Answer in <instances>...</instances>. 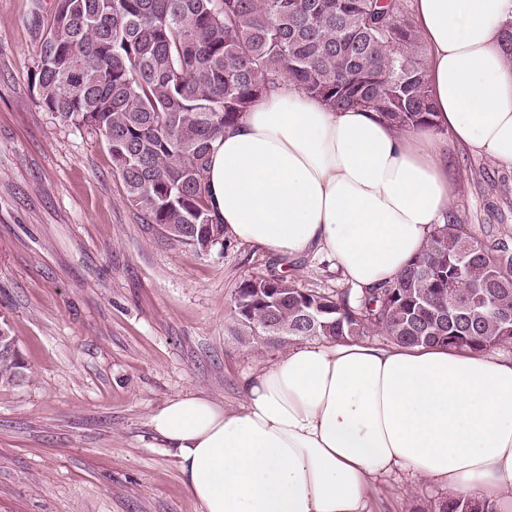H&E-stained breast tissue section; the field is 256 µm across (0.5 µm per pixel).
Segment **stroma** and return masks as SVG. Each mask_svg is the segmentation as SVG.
<instances>
[{
	"instance_id": "1",
	"label": "stroma",
	"mask_w": 512,
	"mask_h": 512,
	"mask_svg": "<svg viewBox=\"0 0 512 512\" xmlns=\"http://www.w3.org/2000/svg\"><path fill=\"white\" fill-rule=\"evenodd\" d=\"M54 0H0V322L29 382L0 385V512H201L151 416L181 394L238 409L243 378L282 353L230 335L239 284L289 268L301 287L350 288L335 262H284L227 240H167L124 198L104 140L43 109L32 19ZM464 233L512 239V169L445 142ZM395 485L380 512L442 497Z\"/></svg>"
}]
</instances>
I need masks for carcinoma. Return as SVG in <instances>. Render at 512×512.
I'll return each mask as SVG.
<instances>
[{"mask_svg":"<svg viewBox=\"0 0 512 512\" xmlns=\"http://www.w3.org/2000/svg\"><path fill=\"white\" fill-rule=\"evenodd\" d=\"M39 32V105L98 131L142 221L199 254L224 245L205 187L212 143L281 79L334 110L439 131L402 0H55ZM233 320L238 341L263 349L381 335L490 350L512 344V256L449 221L353 299L284 275L245 280ZM29 379L15 338L1 341L0 385ZM437 512L494 510L447 496Z\"/></svg>","mask_w":512,"mask_h":512,"instance_id":"carcinoma-1","label":"carcinoma"}]
</instances>
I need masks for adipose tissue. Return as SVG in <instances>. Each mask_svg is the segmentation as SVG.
I'll return each mask as SVG.
<instances>
[{
	"instance_id": "adipose-tissue-1",
	"label": "adipose tissue",
	"mask_w": 512,
	"mask_h": 512,
	"mask_svg": "<svg viewBox=\"0 0 512 512\" xmlns=\"http://www.w3.org/2000/svg\"><path fill=\"white\" fill-rule=\"evenodd\" d=\"M413 9L440 128L512 166V0ZM206 184L225 236L288 261L325 255L367 290L424 249L455 196L435 137L287 79L216 139ZM243 389L237 411L183 394L150 419L202 512H371L388 478L512 512V359L315 339Z\"/></svg>"
}]
</instances>
